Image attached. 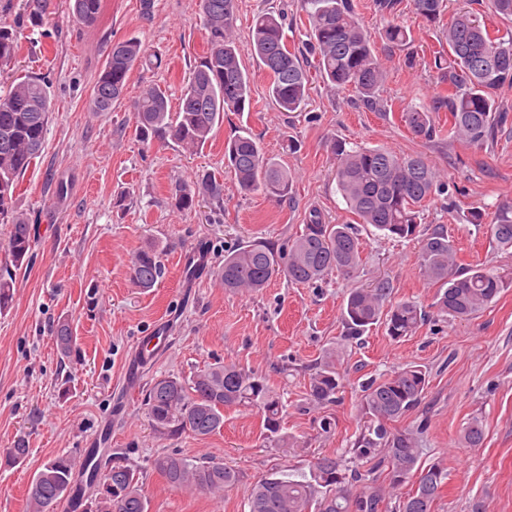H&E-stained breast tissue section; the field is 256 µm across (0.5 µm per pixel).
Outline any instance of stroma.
I'll use <instances>...</instances> for the list:
<instances>
[{"instance_id": "obj_1", "label": "stroma", "mask_w": 512, "mask_h": 512, "mask_svg": "<svg viewBox=\"0 0 512 512\" xmlns=\"http://www.w3.org/2000/svg\"><path fill=\"white\" fill-rule=\"evenodd\" d=\"M101 22L88 27L74 17L69 0H52L42 27H31L26 0H12L0 24L16 29L17 57L0 72V90L13 77H47L55 110L44 148L18 179L14 209L35 229L33 259L17 276L13 305L0 315V459L17 439L30 448L21 464L0 462V512H25L27 488L40 465L59 454L84 460L91 449L140 467L151 512H248L253 485L277 472L307 469L323 455L347 454L359 425L360 383L408 363L425 367L429 385L403 426L423 425L425 463H437L447 478L435 512H471L483 501L487 512H512V288L467 321L431 316L412 336L393 342L373 327L361 339L343 336L340 307L349 289L387 279L393 299L430 306L435 287L419 272V245L362 229L363 271L344 279L332 274L310 286L275 278L259 292H230L213 270L224 252L263 237L278 243L302 231L310 213L327 224L354 217L332 176L331 139L424 154L445 176L448 192L462 207L488 210L512 206V120L493 142L475 148L462 142H424L404 128L402 106H421L443 91L434 55L445 45L441 26L417 15L411 0L395 14L375 0H352L387 69L383 90L390 113L362 109L349 92L313 78L307 105L281 112L266 94L268 76L254 60L249 27L255 14L275 11L284 18L289 45L305 42L308 22L302 0H238V49L251 77L253 106L226 113L208 144L189 154L174 144H143L135 135L127 105L112 112L89 109L92 88L112 45L134 37L152 60L134 71L127 97L158 83L178 101L196 60L207 49L198 0H104ZM410 29V43L390 48L381 35L389 21ZM249 130L268 157L293 177L290 199L237 191L224 166V142ZM294 151H286V141ZM224 181V206L203 203L175 209L169 188L191 181L199 170ZM66 198L56 199L58 180ZM124 208H116L117 196ZM447 228L461 263L512 268V250L490 243L487 227L460 222L436 200L422 216L421 233ZM208 246L209 270L184 287L187 258ZM163 248L165 274L149 291L135 288L130 261L139 249ZM68 319L76 334L69 359H60L52 327ZM169 328L168 344L142 368L134 387L123 383L138 344L159 323ZM335 348L344 378L343 399L330 406L307 400L309 373L324 351ZM234 364L265 377L284 404L283 431L298 446L287 451L265 439L256 409L224 411V427L202 438L167 437L154 430L141 405L154 375L190 377L207 366ZM479 416L482 445L467 447L463 430ZM332 418L321 431L323 418ZM160 453L190 460L217 457L238 474L221 496L177 490L151 468Z\"/></svg>"}]
</instances>
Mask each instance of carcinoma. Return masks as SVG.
I'll return each mask as SVG.
<instances>
[{
	"label": "carcinoma",
	"instance_id": "cac0c4a2",
	"mask_svg": "<svg viewBox=\"0 0 512 512\" xmlns=\"http://www.w3.org/2000/svg\"><path fill=\"white\" fill-rule=\"evenodd\" d=\"M413 8L430 24L442 20L446 0H412ZM309 24L306 47H290L283 19L271 12L257 14L250 28V45L268 74L267 93L283 112H299L309 98L310 73L302 59L306 50L316 60L323 83L332 89L351 91L369 112H388L382 98L386 70L374 41L353 14L350 0H303ZM49 8L48 0H29L28 18L39 24ZM487 8L512 23V0H487ZM75 17L86 26L103 16L104 0H72ZM208 31V51L199 59L182 87L176 109L159 85L143 87L133 102L137 133L142 142H172L193 153L212 137L227 112H243L252 105L251 80L236 46L237 0H199ZM448 51L434 56L446 92L422 106L407 105L400 122L413 136L430 141L448 137L481 147L493 140L507 121L498 111V93L512 87V32H491L478 13L462 9L443 29ZM388 44L409 42L411 32L397 22L384 29ZM18 36L0 26V69L12 63ZM150 63L140 41L130 38L112 46L93 88L91 111L110 112L121 104L134 69ZM446 110L448 128L435 125L433 113ZM52 112L48 82L26 76L0 94V220L9 224L8 261L0 268V314L10 309L17 271L30 263L35 244L32 228L23 215L12 210L19 176L39 157ZM335 160L333 176L348 209L361 223L399 241L419 240L417 255L421 274L439 285L436 314L466 321L490 306L512 275L483 264L457 262V249L444 226L419 236L423 207L445 194L448 185L439 179L420 153H397L384 147H347L329 144ZM224 160L243 194L261 192L278 201L290 198L293 179L288 169L266 156L259 141L246 129L224 143ZM207 198L224 205V181L211 172L179 183L171 192L173 206L191 211ZM460 219L477 226L489 224L491 243L512 249V207L493 216L469 207ZM363 266L362 242L351 224H324L314 214L303 232L283 247L259 238L224 252L217 279L230 291L256 292L274 277L295 285H310L335 272L354 278ZM159 249L150 245L131 261V281L148 290L163 277ZM393 287L381 280L369 288H352L341 307L344 336L353 341L376 324L399 341L415 333L429 318L418 302H390ZM57 349L70 356L74 332L66 320L53 329ZM425 368L409 364L361 385L357 410L361 424L352 442L351 457L316 458L299 479L273 473L253 486L249 512H434L447 473L437 464L422 463L417 431L396 423L421 402L428 387ZM342 379L333 352L314 364L308 397L318 405L338 401ZM153 426L170 436L190 433L207 437L224 428V409L247 405L257 409L267 437L283 445L280 436L283 404L264 377L233 364L207 367L191 378L161 374L152 378L143 399ZM466 444L483 442L480 418L472 417L463 429ZM370 464L371 485L359 462ZM154 469L174 489L195 488L224 492L237 481L235 471L215 458L189 460L176 453L156 456ZM112 474L95 465L94 454L78 462L67 455L47 460L32 478L27 493V512H56L68 502L82 512H151L144 493L143 476L136 466L112 458ZM413 482L415 489L392 499L395 491Z\"/></svg>",
	"mask_w": 512,
	"mask_h": 512
}]
</instances>
